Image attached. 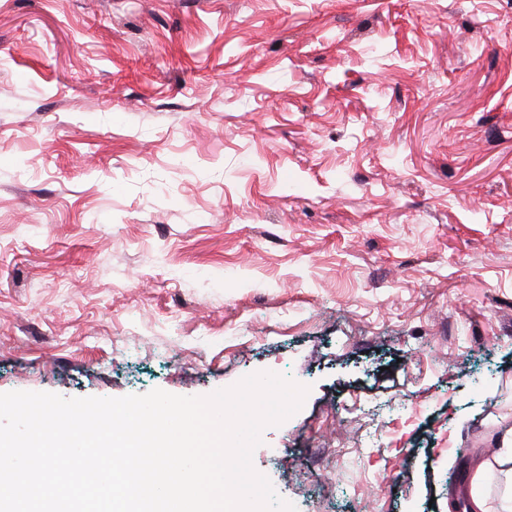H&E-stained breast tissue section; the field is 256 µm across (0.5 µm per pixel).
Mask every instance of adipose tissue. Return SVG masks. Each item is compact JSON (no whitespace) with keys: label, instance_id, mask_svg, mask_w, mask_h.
I'll list each match as a JSON object with an SVG mask.
<instances>
[{"label":"adipose tissue","instance_id":"ef3b65f1","mask_svg":"<svg viewBox=\"0 0 512 512\" xmlns=\"http://www.w3.org/2000/svg\"><path fill=\"white\" fill-rule=\"evenodd\" d=\"M469 482L464 512H512V426L500 431L490 451L461 461Z\"/></svg>","mask_w":512,"mask_h":512}]
</instances>
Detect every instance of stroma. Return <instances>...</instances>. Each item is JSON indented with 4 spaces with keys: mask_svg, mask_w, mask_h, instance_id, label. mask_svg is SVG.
I'll return each instance as SVG.
<instances>
[{
    "mask_svg": "<svg viewBox=\"0 0 512 512\" xmlns=\"http://www.w3.org/2000/svg\"><path fill=\"white\" fill-rule=\"evenodd\" d=\"M261 371L309 389L252 455L297 512L466 495L512 423V0H0V393Z\"/></svg>",
    "mask_w": 512,
    "mask_h": 512,
    "instance_id": "stroma-1",
    "label": "stroma"
}]
</instances>
